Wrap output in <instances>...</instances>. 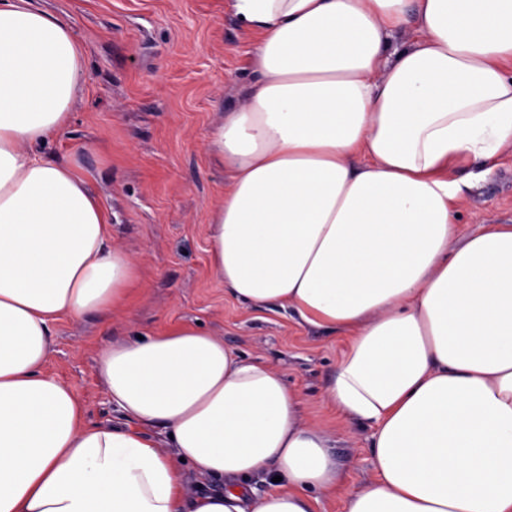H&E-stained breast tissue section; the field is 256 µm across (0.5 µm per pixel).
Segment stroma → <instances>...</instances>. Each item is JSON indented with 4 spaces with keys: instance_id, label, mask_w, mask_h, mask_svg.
Wrapping results in <instances>:
<instances>
[{
    "instance_id": "stroma-1",
    "label": "stroma",
    "mask_w": 512,
    "mask_h": 512,
    "mask_svg": "<svg viewBox=\"0 0 512 512\" xmlns=\"http://www.w3.org/2000/svg\"><path fill=\"white\" fill-rule=\"evenodd\" d=\"M68 19L85 52L88 81L73 119L48 154L88 178L112 212L114 244L140 267L125 310L56 323L46 371L71 387L90 424L116 413L99 376L112 342L194 326L238 353L269 360L305 396V420L336 431L346 490L373 474L369 428H337L321 395L341 340L278 306L252 309L224 292L210 260L208 218L224 173L208 135L254 77L252 40L225 0H34ZM458 236L512 225V148L456 210Z\"/></svg>"
}]
</instances>
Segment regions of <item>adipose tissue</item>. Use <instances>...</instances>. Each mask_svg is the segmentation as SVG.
Listing matches in <instances>:
<instances>
[{
	"mask_svg": "<svg viewBox=\"0 0 512 512\" xmlns=\"http://www.w3.org/2000/svg\"><path fill=\"white\" fill-rule=\"evenodd\" d=\"M230 8L257 77L208 140L211 263L240 304L343 338L324 397L371 428L374 467L344 512H512V225L455 238L456 201L512 148V0ZM87 79L67 19L0 0V512H314L346 475L266 359L198 327L112 344L118 419L95 425L45 373L54 323L118 312L139 278L43 151Z\"/></svg>",
	"mask_w": 512,
	"mask_h": 512,
	"instance_id": "adipose-tissue-1",
	"label": "adipose tissue"
}]
</instances>
